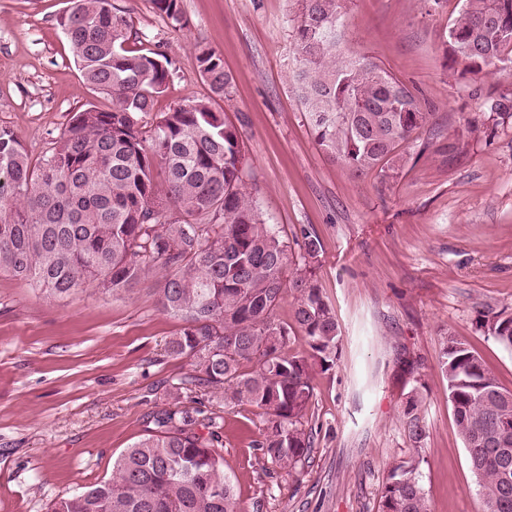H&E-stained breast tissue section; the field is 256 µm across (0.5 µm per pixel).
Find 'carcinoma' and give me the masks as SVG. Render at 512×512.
Masks as SVG:
<instances>
[{
  "instance_id": "obj_1",
  "label": "carcinoma",
  "mask_w": 512,
  "mask_h": 512,
  "mask_svg": "<svg viewBox=\"0 0 512 512\" xmlns=\"http://www.w3.org/2000/svg\"><path fill=\"white\" fill-rule=\"evenodd\" d=\"M297 2L292 80L316 144L356 177L394 176L398 149L432 113L370 57L343 55L346 0ZM460 2L445 33L450 57L476 74L512 55V0ZM151 3L174 27L188 26L180 0ZM60 26L84 82L112 106L75 113L37 162L13 129L0 127V272L60 300L88 287L120 298L149 271H162L158 304L183 322L168 352L192 366L182 384L222 395L226 407L263 410L255 446L291 474L313 444L305 428L311 373L336 364L340 340L316 276L317 233L301 228L292 258L281 228L265 222L242 133L214 107L232 88L220 54L198 47L208 96L157 112L174 74L164 45L130 47L138 32L112 0H72ZM509 118L504 96L467 132L492 134ZM288 290L295 295L291 324L275 320ZM477 323L512 349V313L488 309ZM296 329L308 350L290 353ZM438 361L482 512H512V443H500L503 426L512 437V393L477 352L452 338L442 342ZM419 403L415 387L403 416L416 455L426 436ZM198 414L187 406L157 412L154 431L119 455L108 479L56 496L46 512H240L224 473L223 417ZM380 510L428 512L417 464L393 468Z\"/></svg>"
}]
</instances>
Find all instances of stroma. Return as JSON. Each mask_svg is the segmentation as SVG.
I'll return each instance as SVG.
<instances>
[{"mask_svg":"<svg viewBox=\"0 0 512 512\" xmlns=\"http://www.w3.org/2000/svg\"><path fill=\"white\" fill-rule=\"evenodd\" d=\"M144 48L163 43L176 73L156 109L206 96L197 45L232 75L218 111L243 133L257 204L295 235L313 227L317 275L340 326L339 357L314 371L311 452L285 474L253 448L261 409H221L179 382L187 359L166 351L180 320L161 311L158 273L131 296L86 288L64 300L0 275V512H45L55 496L96 484L173 404L222 412L224 468L242 512H379L390 470L411 459L405 397L422 395L426 436L417 473L430 512H481L476 476L438 364L445 336L477 351L512 391V352L476 327L480 311L512 312V124L494 139L459 138L499 95L512 63L459 75L443 33L459 8L443 0H348L341 48L368 55L429 104L430 126L402 148L391 178L356 179L315 143L291 83L296 0H181L178 29L150 0H113ZM69 0H0V125L31 159L70 118L107 96L82 80L59 24ZM417 363L414 374L402 359Z\"/></svg>","mask_w":512,"mask_h":512,"instance_id":"obj_1","label":"stroma"}]
</instances>
